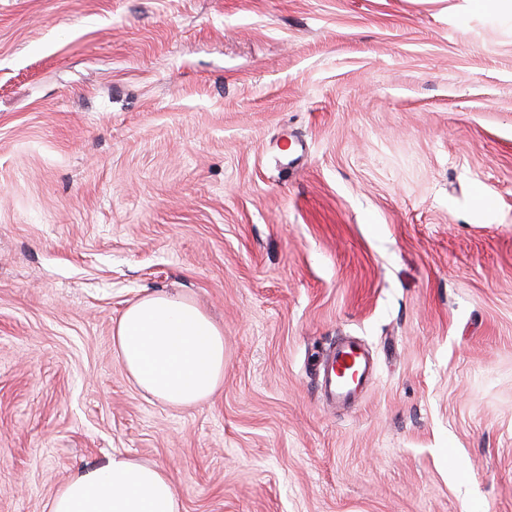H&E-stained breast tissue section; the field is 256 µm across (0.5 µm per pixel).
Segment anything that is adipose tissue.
<instances>
[{"mask_svg":"<svg viewBox=\"0 0 512 512\" xmlns=\"http://www.w3.org/2000/svg\"><path fill=\"white\" fill-rule=\"evenodd\" d=\"M114 344L134 384L172 407L205 402L224 379L223 330L180 295L149 293L129 304ZM48 512H179V500L165 470L116 452L72 477Z\"/></svg>","mask_w":512,"mask_h":512,"instance_id":"obj_1","label":"adipose tissue"}]
</instances>
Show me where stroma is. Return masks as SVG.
<instances>
[{
	"mask_svg": "<svg viewBox=\"0 0 512 512\" xmlns=\"http://www.w3.org/2000/svg\"><path fill=\"white\" fill-rule=\"evenodd\" d=\"M159 291L224 331L193 408L116 357ZM115 450L181 512H512V0H0V512ZM352 367L355 378L344 380L342 374ZM374 372V366L366 353L353 343H344L336 347L325 376V390L333 405H341L355 400Z\"/></svg>",
	"mask_w": 512,
	"mask_h": 512,
	"instance_id": "35a3bbf8",
	"label": "stroma"
}]
</instances>
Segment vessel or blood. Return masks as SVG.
Listing matches in <instances>:
<instances>
[{
  "label": "vessel or blood",
  "instance_id": "1",
  "mask_svg": "<svg viewBox=\"0 0 512 512\" xmlns=\"http://www.w3.org/2000/svg\"><path fill=\"white\" fill-rule=\"evenodd\" d=\"M374 372L366 353L357 345H338L325 376V390L331 403L341 405L355 400Z\"/></svg>",
  "mask_w": 512,
  "mask_h": 512
}]
</instances>
